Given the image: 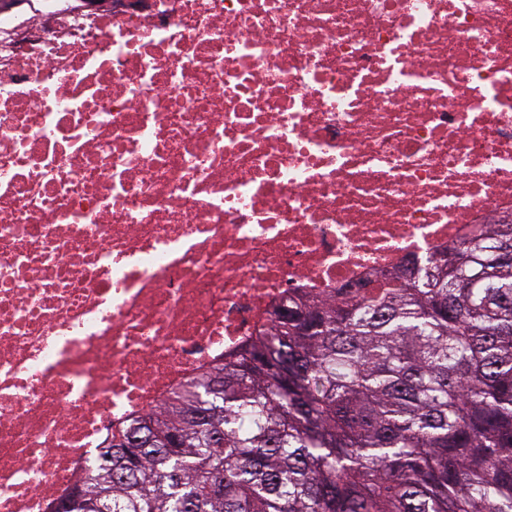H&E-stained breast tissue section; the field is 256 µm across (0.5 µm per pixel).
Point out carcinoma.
Here are the masks:
<instances>
[{
  "label": "carcinoma",
  "mask_w": 512,
  "mask_h": 512,
  "mask_svg": "<svg viewBox=\"0 0 512 512\" xmlns=\"http://www.w3.org/2000/svg\"><path fill=\"white\" fill-rule=\"evenodd\" d=\"M112 434L100 512H512V223L385 288L288 294ZM148 434V448L117 435ZM171 434L183 447L168 448Z\"/></svg>",
  "instance_id": "1"
}]
</instances>
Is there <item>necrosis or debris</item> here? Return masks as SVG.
<instances>
[{"instance_id":"obj_1","label":"necrosis or debris","mask_w":512,"mask_h":512,"mask_svg":"<svg viewBox=\"0 0 512 512\" xmlns=\"http://www.w3.org/2000/svg\"><path fill=\"white\" fill-rule=\"evenodd\" d=\"M512 217V0L0 11V512H51L296 288Z\"/></svg>"}]
</instances>
